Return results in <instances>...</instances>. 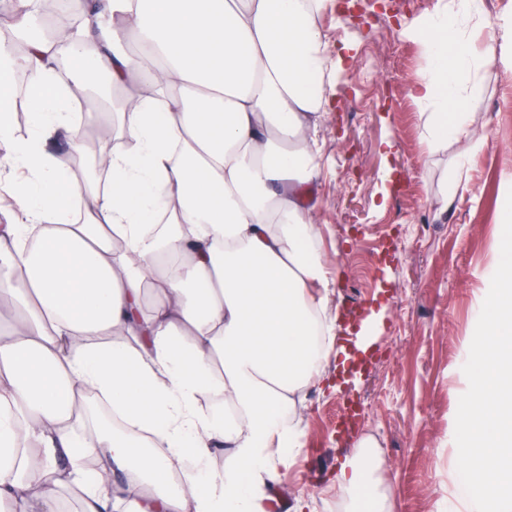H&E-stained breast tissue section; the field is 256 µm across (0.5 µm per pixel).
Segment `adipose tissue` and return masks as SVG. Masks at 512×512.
<instances>
[{"instance_id":"1","label":"adipose tissue","mask_w":512,"mask_h":512,"mask_svg":"<svg viewBox=\"0 0 512 512\" xmlns=\"http://www.w3.org/2000/svg\"><path fill=\"white\" fill-rule=\"evenodd\" d=\"M71 67L18 0L23 64L0 54V505L59 512H274L272 487L302 446L298 405L335 353L333 281L310 218L320 176L323 0H77ZM482 0H437L411 32L428 65L410 83L428 154L485 145L466 107L488 62L512 70V14L477 49ZM24 67L30 134L8 108ZM130 82L128 150L101 148L111 190L76 181L49 142L77 139L71 102L94 77ZM92 200L83 217L73 199ZM98 394L129 429L82 425ZM224 451L226 465L212 459ZM100 459L94 472L80 463ZM373 437L338 468L344 512H392Z\"/></svg>"}]
</instances>
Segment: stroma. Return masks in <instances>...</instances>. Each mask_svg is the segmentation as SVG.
Listing matches in <instances>:
<instances>
[{"mask_svg":"<svg viewBox=\"0 0 512 512\" xmlns=\"http://www.w3.org/2000/svg\"><path fill=\"white\" fill-rule=\"evenodd\" d=\"M434 3L396 0L393 13L361 17L329 7L319 18L326 55L344 47L351 61L322 76L312 221L337 274L331 305L342 327L364 331L368 351L353 377L307 393L304 446L274 486L279 512H292L299 496L308 512H336V469L364 435L381 445L394 512H448L460 480L453 431L468 388L462 367L512 187V72L486 66L468 108L488 144L465 172L470 194L443 207L438 180L452 155L428 156L421 141L409 85L428 58L405 32Z\"/></svg>","mask_w":512,"mask_h":512,"instance_id":"stroma-1","label":"stroma"}]
</instances>
